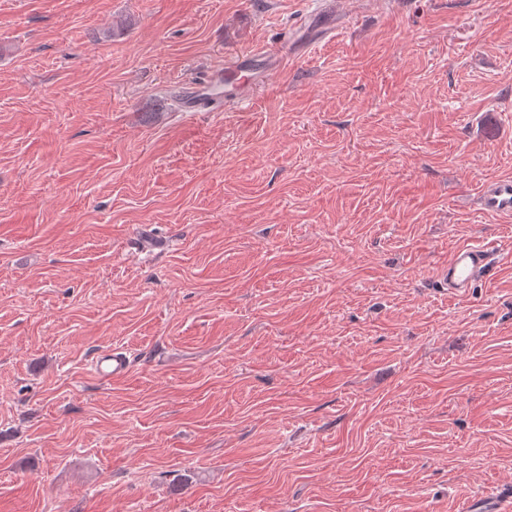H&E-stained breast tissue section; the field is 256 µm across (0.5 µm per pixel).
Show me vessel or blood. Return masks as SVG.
<instances>
[{
	"instance_id": "b4317fda",
	"label": "vessel or blood",
	"mask_w": 512,
	"mask_h": 512,
	"mask_svg": "<svg viewBox=\"0 0 512 512\" xmlns=\"http://www.w3.org/2000/svg\"><path fill=\"white\" fill-rule=\"evenodd\" d=\"M280 64V57L272 52H240L226 63L224 69L212 72L206 84L223 83L225 92L233 96V104L242 106L246 100L235 95V88L242 86L244 79L256 76L258 71L268 72ZM206 84L188 87L181 104L182 111H222L223 100L211 97L205 90ZM479 206L488 214L511 216L512 178H501L484 184L479 195ZM495 256V249L486 245H463L455 248L448 257L447 265L437 271L438 282L443 291L452 297L466 296L478 281L490 275ZM130 366L129 355L119 349L103 352L93 362L97 375L103 378L126 373Z\"/></svg>"
}]
</instances>
